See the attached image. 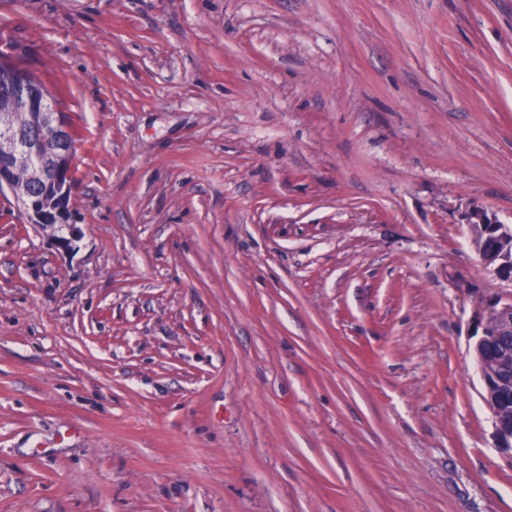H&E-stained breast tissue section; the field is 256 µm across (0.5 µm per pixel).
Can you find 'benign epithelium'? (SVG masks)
<instances>
[{"mask_svg": "<svg viewBox=\"0 0 512 512\" xmlns=\"http://www.w3.org/2000/svg\"><path fill=\"white\" fill-rule=\"evenodd\" d=\"M57 138L63 146L65 157L73 159V135L68 124L57 123ZM52 187L56 191L55 205L47 209L41 204V191ZM4 189L20 190L25 200L24 213L32 226L43 228L49 224L69 225L71 237L59 238L60 246L69 247L73 239L79 235L77 226L68 224L71 183L61 182L58 167L51 164L42 167L32 176L31 185L20 189L16 184V159L5 153L0 156V190ZM493 231L494 234L487 238V245L479 256L483 264L492 269L498 277L512 280V254L505 248L507 240L512 238V228L495 224ZM495 318L499 320V338L489 343L484 336L478 339L477 346L482 351L478 369L484 387L496 390L499 398L503 399L512 395L509 391L508 362L509 351L512 350V297L504 299L496 294L488 296L477 319V327L483 329L489 320ZM490 411L499 447L507 451L512 446V425L498 418L496 406H490Z\"/></svg>", "mask_w": 512, "mask_h": 512, "instance_id": "1", "label": "benign epithelium"}]
</instances>
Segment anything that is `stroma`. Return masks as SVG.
I'll return each mask as SVG.
<instances>
[{"label": "stroma", "instance_id": "1", "mask_svg": "<svg viewBox=\"0 0 512 512\" xmlns=\"http://www.w3.org/2000/svg\"><path fill=\"white\" fill-rule=\"evenodd\" d=\"M81 141L0 192V512H512V0H0ZM16 159L9 153L0 157V190L8 189L21 192L24 197V213L28 217L29 223L34 227L43 228L49 224L69 225L71 237L59 238L58 244L68 248L74 238L79 235L76 224H68V199L71 192V182L62 184L60 180V169L55 165L48 164L39 169L32 176V183L29 188H19L16 184ZM55 188L56 197L49 193L44 196V205L50 207L55 199V205L46 209L41 204L43 189L49 190ZM490 225L494 234L491 237L487 236L488 243L478 254L483 264L487 268L490 267L498 277L512 280V255L504 246L507 240L512 238V228H506L503 224ZM499 320V329L495 321L488 324V336L485 334V326L491 319ZM477 327L481 328V334L477 346L482 354L477 362L478 369L487 390L495 389L499 398L510 396L509 391V350H512V297L503 299L494 294L485 299L483 309L477 319ZM498 329V332H497ZM497 332V334H495ZM495 334V335H494ZM494 335V336H493ZM487 338L499 337L487 344ZM511 340V343H510ZM493 365V368L490 367ZM485 401H494L496 395L493 390L486 394Z\"/></svg>", "mask_w": 512, "mask_h": 512}]
</instances>
